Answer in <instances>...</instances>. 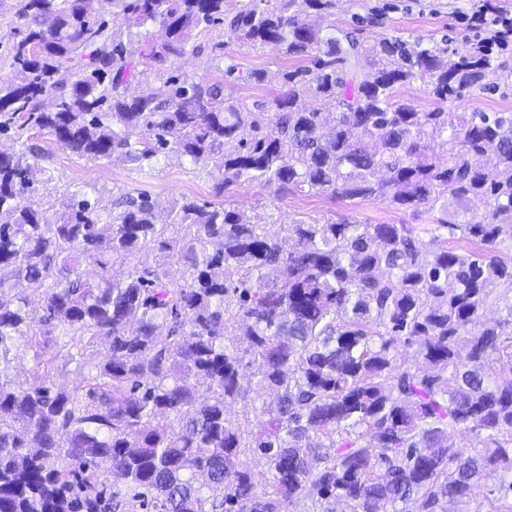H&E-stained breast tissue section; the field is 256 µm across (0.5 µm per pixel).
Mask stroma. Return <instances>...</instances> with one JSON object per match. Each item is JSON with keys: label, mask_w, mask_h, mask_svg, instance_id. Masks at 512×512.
Listing matches in <instances>:
<instances>
[{"label": "stroma", "mask_w": 512, "mask_h": 512, "mask_svg": "<svg viewBox=\"0 0 512 512\" xmlns=\"http://www.w3.org/2000/svg\"><path fill=\"white\" fill-rule=\"evenodd\" d=\"M467 0H338L331 18L318 19L319 27L336 24L350 28L355 17L364 24L357 35L370 41L382 35H396L405 40L438 43L449 49L465 51L475 38L464 12ZM200 42L225 41L226 60L238 71H264V83L228 81L224 95L248 103H271L282 92L279 75L298 67L299 62L271 48L252 47L223 38L222 30L199 37ZM497 84L491 90L465 92L451 104L454 112H512V53L501 58ZM39 148L52 181L50 192H38L41 204L50 197H61L85 186H93L102 206L115 210L123 197L141 193L149 195L157 205L160 218H167L176 199L187 197L202 204L221 205L249 215L260 216L268 230L280 232L282 225L294 222H359L362 224H405L422 239H429L437 226L440 211L424 207L398 208L385 201L339 200L327 195L293 196L277 187L264 188L244 183L223 187L222 177L211 168L194 164L189 158L170 153L160 156L149 174L141 175L120 157L97 160L76 154L57 145L50 136L30 129L22 140L0 135V146L20 150L22 145Z\"/></svg>", "instance_id": "obj_1"}]
</instances>
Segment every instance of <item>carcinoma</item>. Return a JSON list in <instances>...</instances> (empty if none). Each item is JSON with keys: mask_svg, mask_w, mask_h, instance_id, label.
<instances>
[{"mask_svg": "<svg viewBox=\"0 0 512 512\" xmlns=\"http://www.w3.org/2000/svg\"><path fill=\"white\" fill-rule=\"evenodd\" d=\"M336 3L279 0L228 18L224 0H112L124 19L112 29L84 0L18 10L0 133L36 127L137 170L176 152L212 166L226 189L483 214L440 219L451 239L427 241L405 224L296 222L288 249L258 218L187 197L169 224L144 194L115 215L93 188L43 208L32 194L51 178L38 149L0 152V512H291L303 499L310 512H454L488 470L499 473L490 512H512V258L493 253L512 242V112H419L396 99L416 80L441 103L485 88L501 68L495 49L512 47V8L475 0L484 35L450 53L400 36L364 44L308 21ZM149 22L155 41L140 32ZM219 27L311 66L281 73L269 106L229 101L224 82L175 68L205 49L224 62V42L194 43ZM142 60L153 82L131 96ZM311 98L333 111L308 108ZM491 306L505 315L484 320ZM37 336L53 342L33 351L36 367L75 363L87 388H58L47 371L9 375ZM472 433L482 447L458 444ZM103 461L123 486L101 479Z\"/></svg>", "mask_w": 512, "mask_h": 512, "instance_id": "1", "label": "carcinoma"}]
</instances>
